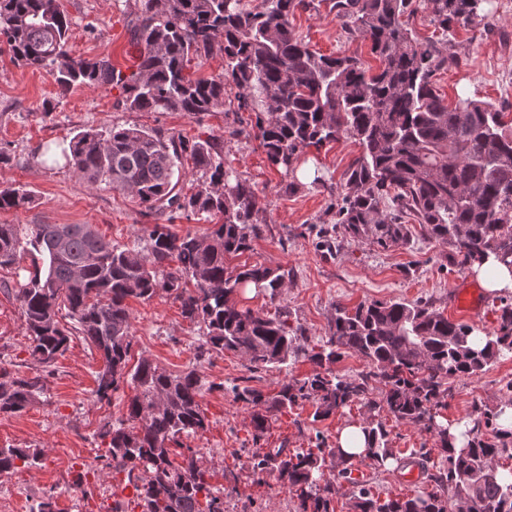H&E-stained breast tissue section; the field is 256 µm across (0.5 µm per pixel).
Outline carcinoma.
<instances>
[{"mask_svg":"<svg viewBox=\"0 0 512 512\" xmlns=\"http://www.w3.org/2000/svg\"><path fill=\"white\" fill-rule=\"evenodd\" d=\"M132 45L136 70L128 77L107 57L73 59L67 42L69 16L59 0H0V37L22 67L45 68L60 92L81 87L121 86L130 112H187L204 116L224 111L234 95V112H254L252 130L268 161L285 175L307 148L320 149L343 138L361 152L343 175L335 221L323 229L327 245L346 239L382 247L410 242L411 217L426 238L451 248L461 269L492 255L512 268V126L505 112L465 99L453 107L436 94V72L459 63L445 43H422L401 17L411 0H335L336 17L370 44L376 72L357 56H325L310 49L291 23L306 0H138ZM432 21L451 25L485 23L489 0H426ZM220 52L217 75L186 73L192 61ZM69 161L86 180L129 193L146 209L205 217L200 235L178 234L166 224L145 228L143 256L105 239L90 224H0V267L28 256L17 298L32 341L31 356L43 369L53 365L81 336L99 353L98 401L128 386L134 391L127 416L99 433L108 441L103 467L123 474L140 512H224V491L207 481L200 452L180 442L206 430L198 400L196 370L168 372L146 359L129 366L134 336L126 305L165 293L179 301L183 317L205 326L197 358L232 352L250 373L280 369L300 355L314 373L285 379L270 396L235 385L233 397L252 409V440L260 442L276 414L307 403L314 420L327 419L354 402L370 412L432 434L443 466L428 474L439 491L380 499L352 477L355 467L376 469L399 460L390 432L373 417L363 421L365 455L356 458L317 438L316 448H270L252 456L253 481L276 475L297 499L296 512H335L337 481L352 485L348 512H512V483L502 482L489 463L512 449V435L496 429L498 409H475L468 442L451 451L450 426L436 423V410L450 380L476 375L512 353V303L501 300L498 327L482 345L474 329L454 322L431 301H372L350 311L334 305L328 336L313 347L300 328L288 324V310L268 316L239 306L237 295L254 288L275 299L288 273L261 263L230 268L226 260L250 249L262 232L260 198L251 183L224 169V142L214 137L189 141L144 127L77 131ZM189 156L205 180L184 194L173 182L177 161ZM36 195L22 187L0 188V211L29 209ZM193 288H186V283ZM66 310L73 325L64 326ZM361 357L367 371L340 374L347 354ZM371 379L383 383L377 402L367 397ZM43 391L42 378L0 371V412L21 413ZM494 428V440L479 426ZM178 446L177 452L172 446ZM181 460H176V457ZM42 452L0 448V476L18 464L33 467Z\"/></svg>","mask_w":512,"mask_h":512,"instance_id":"cac0c4a2","label":"carcinoma"}]
</instances>
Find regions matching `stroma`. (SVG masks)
Returning <instances> with one entry per match:
<instances>
[{
    "label": "stroma",
    "mask_w": 512,
    "mask_h": 512,
    "mask_svg": "<svg viewBox=\"0 0 512 512\" xmlns=\"http://www.w3.org/2000/svg\"><path fill=\"white\" fill-rule=\"evenodd\" d=\"M72 24L67 45L73 58L106 56L123 75L136 69L130 22L135 0H59ZM297 34L311 49L324 55H356L377 67L367 43L350 36L328 0H313L292 19ZM452 50L459 66L440 70L438 93L449 105L469 98L493 105L512 104V0H493L488 23L454 27ZM52 104L44 112V104ZM140 126L155 128L188 140L214 136L224 142V166L251 182L263 204L262 236L228 266L256 262L282 267L288 286L276 299L253 290L245 292L244 307L271 315L288 308L291 326L301 327L309 344L325 336L334 305L347 308L370 301L428 299L445 316L485 334L498 326L497 294L481 292L473 313H460L448 305L458 280L475 281L473 270L459 269L448 259L449 250L414 232L410 244L383 248L369 242L344 241L329 251L318 231L331 222L328 185L339 183L343 172L359 154L355 140L343 139L321 149H306L296 164L300 190H283V170L270 165L254 136H235L232 116L213 112L196 119L183 112H131L122 103L120 88L78 87L60 94L47 70L16 66L5 43L0 42V150L10 156L0 166V187L23 184L39 199L31 209L0 211V224H90L107 240L123 248L141 244L142 229L162 223V216L146 212L126 192L99 183L90 184L66 160L76 130ZM318 172L322 185L306 182ZM13 269H0V367L22 375L37 365L30 355L25 318L16 297ZM131 314L133 359L145 358L171 372L197 370L201 377L200 404L209 426L187 437L186 445L199 450L211 485L224 491V512H294L296 499L275 476L263 484L251 477L255 448H311L316 435L335 444L341 429L367 415L363 404L352 403L322 421H313L311 406L278 415L260 443L251 437L250 410L234 400L233 385L250 382L275 394L285 375L311 374L312 364L297 359L287 372L271 370L250 375L240 356L224 353L210 359L196 357L203 336L200 324L181 314L178 302L157 295L143 302H127ZM102 365L97 351L82 337H72L63 356L43 374L44 391L23 413L0 412V448H39V466L22 468L0 477V512H30L33 500L52 496L57 512H106L113 501L112 479L96 467L103 443L98 436L105 423L126 415L131 389L115 393L110 402H97L96 376ZM512 380V354L500 358L483 374L453 381L441 423L473 422L476 409L495 407L500 387ZM355 475L380 496H412L433 490L427 478L406 483L396 470L359 466Z\"/></svg>",
    "instance_id": "stroma-1"
}]
</instances>
